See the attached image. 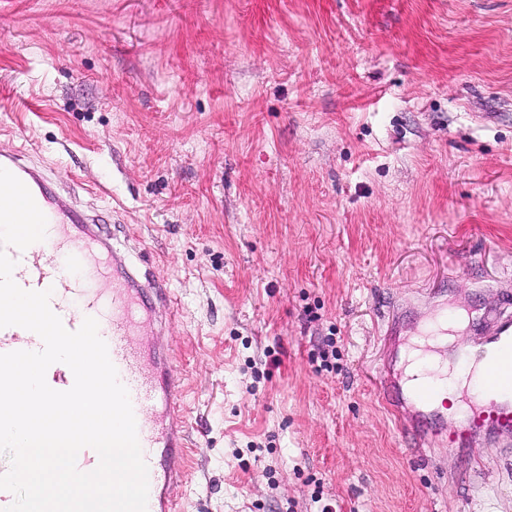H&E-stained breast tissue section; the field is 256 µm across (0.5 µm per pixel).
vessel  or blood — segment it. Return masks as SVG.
<instances>
[{
    "instance_id": "obj_1",
    "label": "vessel or blood",
    "mask_w": 512,
    "mask_h": 512,
    "mask_svg": "<svg viewBox=\"0 0 512 512\" xmlns=\"http://www.w3.org/2000/svg\"><path fill=\"white\" fill-rule=\"evenodd\" d=\"M0 168L26 185L47 219L42 243L23 250L7 247L16 262L14 281L26 290H51L50 307L67 330H78L85 318L97 320L132 404L148 466L147 512H176L169 494L176 471L170 462L182 452L187 431L180 415L182 389L173 374L169 327L158 317L159 309L172 302L170 288L160 277L139 279L137 267L124 264L100 226L53 198L43 175L18 155L0 154ZM481 319L487 328L473 351L462 350L448 359L449 369L470 377L466 407L456 414L451 433H443V415L435 403L439 395H452V388L432 384L408 393L389 376H381V399L398 415L412 445L439 439L451 448H470L481 441L512 444V300L502 298L486 306ZM42 346L31 331L0 328V353ZM46 381L52 389L66 391L74 375L58 362L48 368Z\"/></svg>"
}]
</instances>
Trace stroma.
Segmentation results:
<instances>
[{"mask_svg":"<svg viewBox=\"0 0 512 512\" xmlns=\"http://www.w3.org/2000/svg\"><path fill=\"white\" fill-rule=\"evenodd\" d=\"M7 152L171 288L181 512H512L376 390L392 318L512 296V0H0Z\"/></svg>","mask_w":512,"mask_h":512,"instance_id":"35a3bbf8","label":"stroma"}]
</instances>
